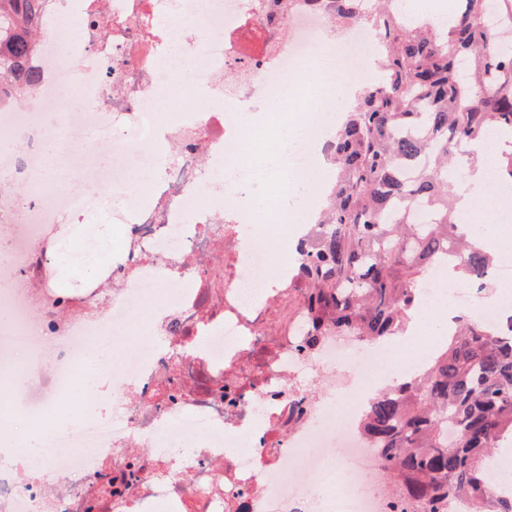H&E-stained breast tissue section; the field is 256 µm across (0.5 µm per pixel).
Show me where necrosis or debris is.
<instances>
[{
    "label": "necrosis or debris",
    "mask_w": 512,
    "mask_h": 512,
    "mask_svg": "<svg viewBox=\"0 0 512 512\" xmlns=\"http://www.w3.org/2000/svg\"><path fill=\"white\" fill-rule=\"evenodd\" d=\"M273 0H47L35 35L39 82L23 105L0 102V372H26L13 397L47 427L41 467L23 472L15 429L0 436V512H402L360 420L382 385L389 346L325 336L310 323L296 257L275 214L289 183L307 182L310 142L279 148L277 171L224 162L243 145L236 103L279 102L299 66L329 47L351 79L381 52L370 27H336L299 0L285 24ZM76 19L77 33L63 21ZM202 27L192 37L173 21ZM155 178L146 201L123 198L134 171ZM77 182H66L68 174ZM265 191V232L240 225L249 191ZM121 225L112 281L71 299L46 281L43 246L88 212ZM433 265L422 293L496 327L512 300L444 288ZM136 345L117 354L113 333ZM100 356L96 411L58 430V399Z\"/></svg>",
    "instance_id": "obj_1"
}]
</instances>
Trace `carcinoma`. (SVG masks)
Segmentation results:
<instances>
[{
  "instance_id": "1",
  "label": "carcinoma",
  "mask_w": 512,
  "mask_h": 512,
  "mask_svg": "<svg viewBox=\"0 0 512 512\" xmlns=\"http://www.w3.org/2000/svg\"><path fill=\"white\" fill-rule=\"evenodd\" d=\"M512 17V0H458L448 25L402 14L396 0H307L339 26L373 24L383 50L374 83L357 93L327 140L333 172L327 201L311 225L300 281L312 332L306 345L351 330L380 339L402 331L419 306L426 268L445 259L483 289L494 257L455 222L448 176L456 153L486 134L506 143L495 172L512 184V47L484 18L491 2ZM43 0H0V76L19 102L39 74L24 38ZM470 62L460 83L456 62ZM427 212L413 223L410 209ZM392 484L417 507L464 496L472 512H512L488 486L485 465L512 445V321L492 331L458 317L427 369L377 397L363 417Z\"/></svg>"
}]
</instances>
